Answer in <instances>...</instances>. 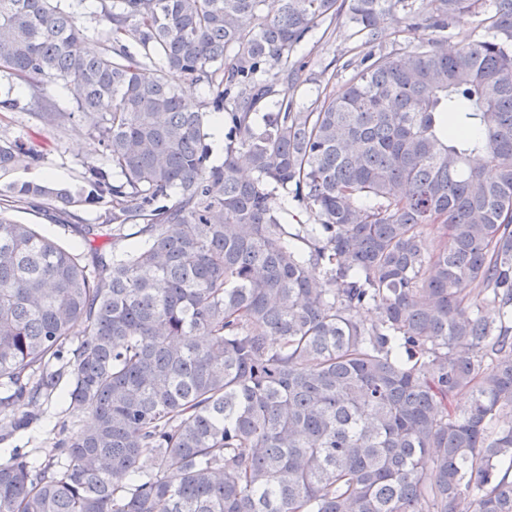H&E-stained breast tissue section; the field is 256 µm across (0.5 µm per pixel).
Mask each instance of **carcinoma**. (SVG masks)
<instances>
[{
  "label": "carcinoma",
  "instance_id": "cac0c4a2",
  "mask_svg": "<svg viewBox=\"0 0 512 512\" xmlns=\"http://www.w3.org/2000/svg\"><path fill=\"white\" fill-rule=\"evenodd\" d=\"M485 5L106 0L90 55L64 0H0V72L74 86L35 117L108 154L6 202L111 206L82 251L0 208V444L59 395L83 420L0 460V512H512V0ZM343 17L367 51L300 109L295 50ZM393 20L429 37L385 55ZM42 158L0 139V171ZM276 201L284 211L285 219L288 224L307 223L315 224L316 217L307 212L297 201H294L291 194L283 189H278L275 192Z\"/></svg>",
  "mask_w": 512,
  "mask_h": 512
}]
</instances>
